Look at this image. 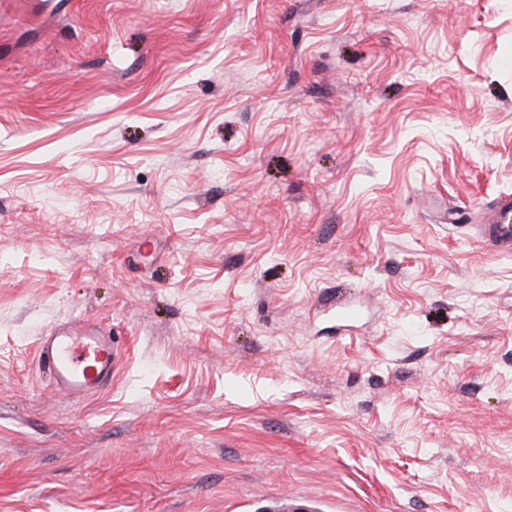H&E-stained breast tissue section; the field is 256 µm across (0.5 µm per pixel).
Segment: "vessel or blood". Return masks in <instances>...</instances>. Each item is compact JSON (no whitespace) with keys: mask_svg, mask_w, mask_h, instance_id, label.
Instances as JSON below:
<instances>
[{"mask_svg":"<svg viewBox=\"0 0 512 512\" xmlns=\"http://www.w3.org/2000/svg\"><path fill=\"white\" fill-rule=\"evenodd\" d=\"M491 249L512 250V201L501 200L497 211L481 226ZM37 350L42 362L51 367L54 385L67 397H80L103 387L112 378L120 352L96 327L73 323L54 328L40 337Z\"/></svg>","mask_w":512,"mask_h":512,"instance_id":"vessel-or-blood-1","label":"vessel or blood"}]
</instances>
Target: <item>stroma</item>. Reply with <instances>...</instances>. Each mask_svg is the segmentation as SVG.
<instances>
[{"label":"stroma","mask_w":512,"mask_h":512,"mask_svg":"<svg viewBox=\"0 0 512 512\" xmlns=\"http://www.w3.org/2000/svg\"><path fill=\"white\" fill-rule=\"evenodd\" d=\"M504 195L512 0H0V512H512ZM496 207L499 211L480 224L482 237L491 249L512 250V201L502 199ZM37 350L51 367L54 385L67 397H80L103 387L112 378L120 352L110 336L96 327L73 323L40 336Z\"/></svg>","instance_id":"35a3bbf8"}]
</instances>
